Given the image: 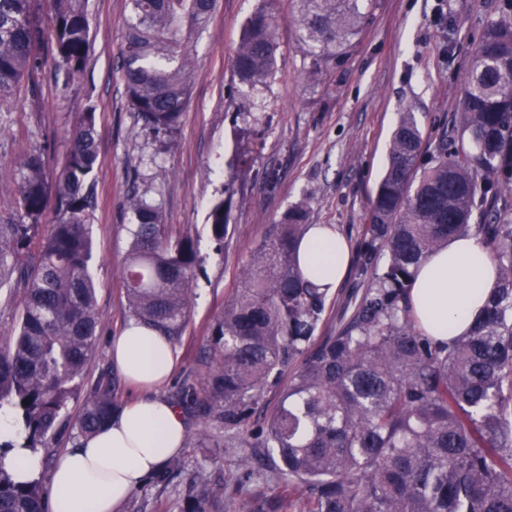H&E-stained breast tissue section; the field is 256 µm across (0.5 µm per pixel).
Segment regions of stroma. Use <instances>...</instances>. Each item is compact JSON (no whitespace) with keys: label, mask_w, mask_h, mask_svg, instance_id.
Listing matches in <instances>:
<instances>
[{"label":"stroma","mask_w":512,"mask_h":512,"mask_svg":"<svg viewBox=\"0 0 512 512\" xmlns=\"http://www.w3.org/2000/svg\"><path fill=\"white\" fill-rule=\"evenodd\" d=\"M259 4L218 0L207 31L192 40L195 79L174 136L144 130L125 94L117 65L129 0H88L90 46L78 76L58 73L51 44H43L35 75L0 106V224L18 219L9 189L22 155L40 151L50 173H58L81 114L96 112L100 163L90 270L99 324L86 372L109 374L122 402L145 395L111 357L112 338L130 319L121 276L133 222L129 193L158 203L173 231L190 230L200 258L190 284V319L175 345L177 367L157 391L171 400L179 386L198 382V359L214 319L291 205L305 202L310 223L333 225L359 245L402 112H414L424 149L440 132L456 137L470 57L498 0H379L349 58L314 77L305 73L296 0H272L277 72L253 88L238 81L233 56ZM223 198L231 204L220 247L208 213ZM251 453L239 437L221 439L216 448L191 443L179 454L178 475L163 485L143 483L118 512H179L189 478L217 484L231 474L241 478ZM275 484L271 472L256 469L250 480L241 478L234 499Z\"/></svg>","instance_id":"1"}]
</instances>
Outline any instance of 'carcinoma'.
<instances>
[{
    "label": "carcinoma",
    "mask_w": 512,
    "mask_h": 512,
    "mask_svg": "<svg viewBox=\"0 0 512 512\" xmlns=\"http://www.w3.org/2000/svg\"><path fill=\"white\" fill-rule=\"evenodd\" d=\"M32 0H0V103L37 69L35 45L54 44L69 77L90 44L85 0H50L51 25ZM120 71L143 127L172 135L194 75L189 42L209 26L217 0H129ZM378 0H298L300 39L312 76L342 65ZM278 20L263 2L246 20L233 66L257 87L277 68ZM461 132L441 133L428 157L405 112L360 242L362 287L327 327L331 293L306 279L298 248L309 211L291 206L253 255L241 285L211 327L197 385L178 400L212 429L252 439L273 463L279 490L234 512H512V0H500L469 66ZM97 116L82 113L55 179L53 223L43 156L23 155L15 224H0V289L19 288L16 334L0 347V407L14 411L22 447L46 452L55 428L84 396L73 423L87 437L119 410L112 378L87 379L98 327L90 272ZM134 224L122 269L129 315L170 342L190 313L198 253L172 234L160 206L133 192ZM224 200L211 234L228 236ZM471 232L495 246L498 277L472 331L448 342L425 334L409 304L414 273L448 239ZM274 406L257 416L265 394ZM0 444V512H46L43 475L18 481ZM224 492L201 478L180 512H224Z\"/></svg>",
    "instance_id": "1"
}]
</instances>
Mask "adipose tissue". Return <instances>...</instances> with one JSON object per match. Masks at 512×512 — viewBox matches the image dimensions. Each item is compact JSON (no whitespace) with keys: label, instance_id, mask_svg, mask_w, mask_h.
Returning a JSON list of instances; mask_svg holds the SVG:
<instances>
[{"label":"adipose tissue","instance_id":"obj_1","mask_svg":"<svg viewBox=\"0 0 512 512\" xmlns=\"http://www.w3.org/2000/svg\"><path fill=\"white\" fill-rule=\"evenodd\" d=\"M350 263L351 246L343 233L326 224L308 226L301 247L305 275L333 290ZM496 280V263L485 242L471 234L459 236L419 266L411 307L428 335L439 340L459 336L480 314ZM112 360L148 395L127 403L93 435L60 453L50 477L51 512H115L184 446L180 411L154 394L175 367L173 345L132 320L113 338ZM0 441L13 444L1 461L18 479L35 477L39 456L24 448V434L6 407L0 409Z\"/></svg>","mask_w":512,"mask_h":512}]
</instances>
